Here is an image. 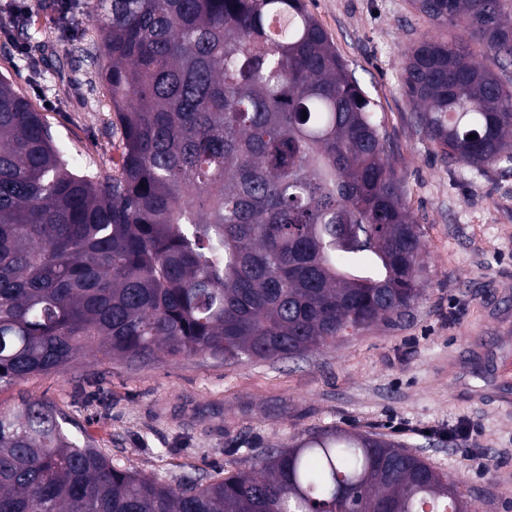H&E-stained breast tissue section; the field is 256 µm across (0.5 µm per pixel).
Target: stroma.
Returning <instances> with one entry per match:
<instances>
[{"label": "stroma", "mask_w": 512, "mask_h": 512, "mask_svg": "<svg viewBox=\"0 0 512 512\" xmlns=\"http://www.w3.org/2000/svg\"><path fill=\"white\" fill-rule=\"evenodd\" d=\"M94 0H0V74L40 112L81 168L113 173L121 146L107 87L90 65L101 42ZM374 104L390 161L424 231L423 301L305 356L226 363L209 356L142 366L81 356L65 371L0 390V409L56 405L114 464L158 475L249 470L236 442L279 446L310 429L387 433L463 478L477 512H512V385L491 387L512 353V170L443 159L417 126L401 85L402 54L433 34L410 0H306ZM466 427L468 439H445ZM482 460H474L473 450Z\"/></svg>", "instance_id": "stroma-1"}]
</instances>
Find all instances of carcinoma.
I'll use <instances>...</instances> for the list:
<instances>
[{
	"instance_id": "obj_1",
	"label": "carcinoma",
	"mask_w": 512,
	"mask_h": 512,
	"mask_svg": "<svg viewBox=\"0 0 512 512\" xmlns=\"http://www.w3.org/2000/svg\"><path fill=\"white\" fill-rule=\"evenodd\" d=\"M95 2L115 173L78 172L0 76V389L86 353L293 359L424 299L374 105L305 0ZM411 5L448 31L404 53L418 125L454 163L512 170V83L470 47L512 66V0ZM254 461L174 488L47 401L0 410V512H476L463 480L376 432L310 431Z\"/></svg>"
}]
</instances>
